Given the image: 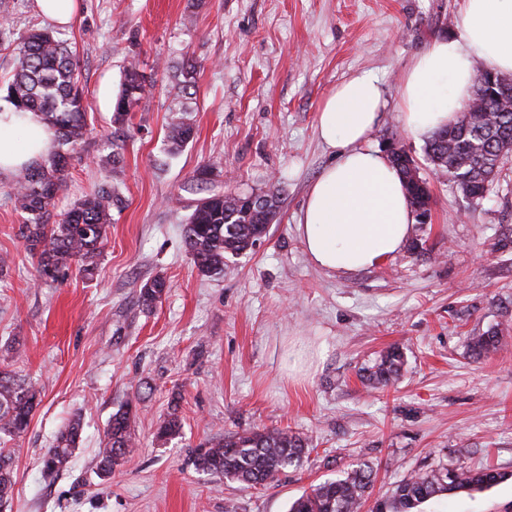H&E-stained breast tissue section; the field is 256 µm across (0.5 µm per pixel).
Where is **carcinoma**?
<instances>
[{"label":"carcinoma","mask_w":512,"mask_h":512,"mask_svg":"<svg viewBox=\"0 0 512 512\" xmlns=\"http://www.w3.org/2000/svg\"><path fill=\"white\" fill-rule=\"evenodd\" d=\"M0 41L12 47L15 59L5 100L18 112H38L46 124L55 128L60 140L72 147L82 141L86 130V105L76 73L73 54L47 28L31 29L14 36L9 21L0 22ZM196 64L186 62L176 70L179 92L194 87ZM143 74L134 62L124 69L122 89L114 106V121L122 122L149 94ZM512 101V86L501 92L498 85L477 72L472 101L481 102L483 120L465 116L436 131L425 147L430 163L448 173V181L473 198L472 205L484 199L503 159L512 151V108L501 101ZM192 124L179 119L169 126L168 140L178 150L194 138ZM71 155L56 153L49 161L19 172L14 198L28 215L21 227L25 250L37 261L42 280L79 265L90 273L94 269L112 223V191L98 190L78 200L58 221L51 224L50 207L62 189ZM413 211L425 209L431 199L426 180L399 168ZM268 212L251 208L250 196L213 191L193 208L183 226L185 246L198 270L205 274H224V256L241 255L266 236L267 215H276L277 193L256 194ZM169 285L158 277L140 289L138 302L150 309L161 301ZM503 337L490 329L467 337V348L476 358L499 348ZM404 365L403 352L393 347L365 370L363 381L372 388L389 385ZM140 394L126 401L108 424L98 450V477L112 478L123 458L136 445L134 427ZM40 403V391L30 381L16 376L9 365L0 366V506L12 498L15 479L11 457L2 445L23 437ZM182 418L177 408L159 421L156 437L167 440L180 434ZM81 419L73 418L57 435L42 456L43 471L52 476L66 470L81 437ZM308 452L306 438L286 429H256L229 433L218 440L200 443L195 451L197 469L246 487L265 486L290 466L297 465ZM512 475L493 467L438 466L409 476L396 486L391 512H419L430 499L455 491H482ZM374 480L373 469L359 465L343 476L319 483L311 492L295 499L289 512H362Z\"/></svg>","instance_id":"1"}]
</instances>
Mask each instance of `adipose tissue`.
Instances as JSON below:
<instances>
[{
    "mask_svg": "<svg viewBox=\"0 0 512 512\" xmlns=\"http://www.w3.org/2000/svg\"><path fill=\"white\" fill-rule=\"evenodd\" d=\"M512 74V0H463L460 33L438 38L406 71L398 110L416 142L455 121L470 101L477 63ZM386 107L377 74L360 70L323 100L317 118L319 138L336 152L311 184L301 208L297 233L310 260L330 271L372 268L396 255L413 231L415 217L397 170L369 136ZM33 136L27 148L13 141V130ZM53 134L39 113L16 114L0 107V174H9L47 155Z\"/></svg>",
    "mask_w": 512,
    "mask_h": 512,
    "instance_id": "adipose-tissue-1",
    "label": "adipose tissue"
}]
</instances>
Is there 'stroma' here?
I'll return each mask as SVG.
<instances>
[{
  "label": "stroma",
  "mask_w": 512,
  "mask_h": 512,
  "mask_svg": "<svg viewBox=\"0 0 512 512\" xmlns=\"http://www.w3.org/2000/svg\"><path fill=\"white\" fill-rule=\"evenodd\" d=\"M461 0H79L58 35L77 63L87 133L70 161L51 220L101 187L115 189L108 240L91 273L39 283L24 249L26 216L0 175V361L38 384L27 434L11 443L16 481L6 512H288L310 486L360 464L373 468L370 502L403 478L440 466L490 464L509 478L480 492L433 498L423 512H512V154L487 198L470 207L434 171L398 111L413 60L456 36ZM200 67L184 105L195 137L171 153L177 119L172 68ZM152 85L125 123L113 111L123 70ZM370 70L387 107L370 136L396 141L432 189L428 223L366 270L330 273L307 257L296 222L311 183L335 158L317 114L343 79ZM215 164L225 191L277 187L268 236L202 275L182 225L201 190L194 170ZM162 277L151 309L140 288ZM501 330L506 344L474 359L471 333ZM399 379L368 388L364 368L391 346ZM146 394L137 445L111 482L97 449L114 411ZM180 435L155 438L170 409ZM83 430L67 471L41 458L73 416ZM289 429L311 441L302 463L248 489L196 470L205 439ZM169 285L163 278H154L140 289L138 302L147 309L153 308L167 293Z\"/></svg>",
  "instance_id": "1"
}]
</instances>
